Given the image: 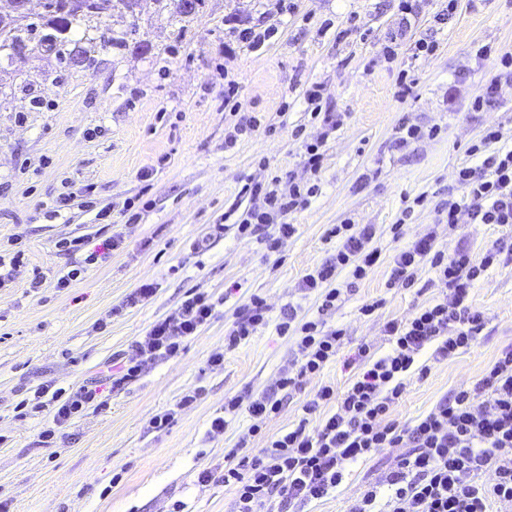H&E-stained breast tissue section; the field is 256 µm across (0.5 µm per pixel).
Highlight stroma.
Wrapping results in <instances>:
<instances>
[{"mask_svg": "<svg viewBox=\"0 0 512 512\" xmlns=\"http://www.w3.org/2000/svg\"><path fill=\"white\" fill-rule=\"evenodd\" d=\"M291 3L284 11L279 0H204L181 26L173 6L139 0L134 15L74 23L70 37L86 60L72 66L41 46L43 0H31L35 29L26 53L0 50V252L8 253L15 239L26 252L14 280L0 287V499L11 512H172L178 501L186 512H229L232 492L218 482L201 484L200 473L222 469L225 450L237 442L254 452L266 437L297 424L304 401L321 384L344 389L351 374L343 362L359 345L385 352V322L437 299L435 274L427 268L414 287L386 288L390 226L405 200L419 196L423 204L406 233H424L437 204L457 194L455 172L469 161L468 145L492 125L512 135V85L503 86L490 110L468 108L493 67L476 59L478 45L512 49V0L463 2L444 25L435 16L446 0H420L404 30L399 0ZM232 18L273 24L279 33L259 51L239 48L228 31ZM106 30L134 32L151 49L102 45ZM393 38L397 55L389 62L384 47ZM421 39L438 43L434 55L414 56ZM402 69L414 80L403 98L397 95ZM228 76L238 83L242 111L259 121L231 147L224 130L238 115L224 108ZM314 83L323 86L327 109L340 113L341 123L324 146L320 194L290 216L296 234L269 255L256 240L239 237L227 213L249 207L240 190L265 172L303 176L295 132H317L303 99ZM404 120L438 126L441 133L396 150ZM262 159L269 170L259 168ZM65 191L73 195L70 208L51 216L52 201ZM131 201L142 207L134 223L125 214ZM99 208L110 209V218L96 219ZM345 223L375 225L385 259L350 285L329 319L345 332L335 362L301 390L281 393L279 413L260 434L250 433L245 413L226 432L209 434L225 397L260 392L293 363L295 346L274 324L290 304L315 314L314 299L302 298L298 284L332 250L323 240L326 226ZM214 224L223 225V234H211ZM118 225L124 245L86 264L87 252ZM438 234L448 252L463 244L478 257L500 245L505 264L472 290V304L486 320L475 345L431 363L426 377L411 376L396 410L410 425L460 385L475 383L512 344V227L465 224L452 232L442 224ZM64 237L86 239L85 250L59 251L56 243ZM77 267L84 270L81 280L56 288L57 274ZM37 275L45 282L35 291L30 282ZM146 281L155 284V296L99 329L112 306ZM233 284L237 292L225 295ZM194 288L212 293L216 308L198 335L185 339L181 354L107 392L102 406L43 444L50 414L24 405L37 386L49 381L68 391L104 379L111 363L130 356L132 341ZM254 294L270 306V326L225 351L223 366H209L235 310ZM375 300V313L361 315V306ZM194 389L201 392L194 406L167 426L152 427L153 416ZM399 454L392 448L351 466L335 493L302 512H347Z\"/></svg>", "mask_w": 512, "mask_h": 512, "instance_id": "stroma-1", "label": "stroma"}]
</instances>
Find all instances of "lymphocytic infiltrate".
I'll list each match as a JSON object with an SVG mask.
<instances>
[{
    "instance_id": "1",
    "label": "lymphocytic infiltrate",
    "mask_w": 512,
    "mask_h": 512,
    "mask_svg": "<svg viewBox=\"0 0 512 512\" xmlns=\"http://www.w3.org/2000/svg\"><path fill=\"white\" fill-rule=\"evenodd\" d=\"M476 56L496 60L493 75L470 101L471 110L480 112L495 106L502 85L512 83V51L485 44L478 47ZM304 100L311 119L320 120L322 127L318 136L301 141V163L310 180L275 176L242 188L251 205L237 231L249 236L265 225H276V234L262 239L271 254L279 252L296 232L289 215L306 208L318 194L320 186L314 177L322 169L323 147L341 121L335 113L323 112L320 85L306 89ZM503 138L501 128L488 127L468 147L474 163L456 173L464 195L437 206L435 227L406 239L404 226L412 214L407 208L390 228L396 248L390 258L388 287H412L427 266L436 273L441 297L417 307L408 317L388 320L384 333L389 351L378 356L369 345L358 347L350 360L354 373L348 386L339 392L321 385L304 402L305 417L296 427L267 438L256 454L230 450L220 475L202 472L201 482L216 479L232 491L231 512H270L277 497L288 504L322 499L342 484L350 465L391 448L401 451L394 466L382 480L365 485L348 512H512V345L499 351L474 385L458 388L415 424L401 423L395 416L409 376L423 377L429 371L428 365L418 362L424 351H431L434 361H447L470 349L484 329V315L473 307L470 294L489 269L500 265L501 250L489 247L478 260L464 246L445 253L436 227L512 225V146L503 145ZM324 240L335 245L332 259L308 270L298 285L303 296L315 297V316L292 305L276 325L278 335L294 339V367L282 371L268 390L225 397L223 413L210 421L211 432H225L243 411L253 420L252 432H260L265 420L279 410L278 392L302 388L305 380L335 362L344 332L329 325L327 317L343 299L345 277L365 278L379 264L382 251L371 224L330 225ZM214 311L209 292L191 290L172 313L132 342L128 360L116 364L109 374L112 387L134 381L153 365L177 357L184 340L196 335ZM268 313L264 298L250 296L225 330L223 350L211 354L210 365H223L225 351L266 326ZM34 396L50 397L54 404L52 424L42 432L50 438L97 405L102 393L98 387L84 385L65 396L45 382Z\"/></svg>"
}]
</instances>
